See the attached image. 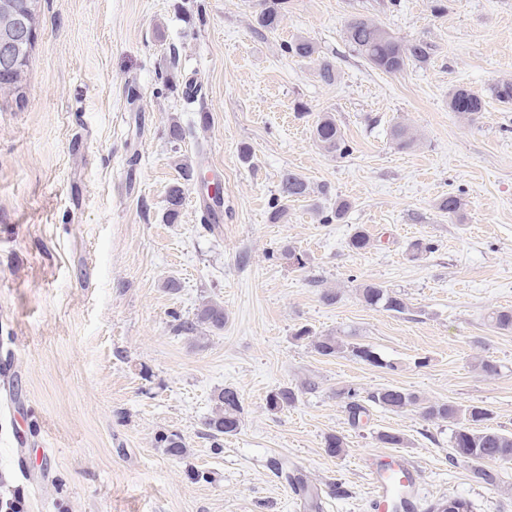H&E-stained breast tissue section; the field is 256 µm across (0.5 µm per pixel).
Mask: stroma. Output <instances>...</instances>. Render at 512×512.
Returning <instances> with one entry per match:
<instances>
[{
	"mask_svg": "<svg viewBox=\"0 0 512 512\" xmlns=\"http://www.w3.org/2000/svg\"><path fill=\"white\" fill-rule=\"evenodd\" d=\"M256 10L40 0L24 99L0 95V500L22 492L26 512H371L363 462L388 455L376 435L393 430L422 505L463 497L474 512H512V463L498 487L479 484L472 463L452 460L447 423L373 406L357 429L340 395L400 387L489 408L491 427L512 434V332L488 322L512 309V103L491 91L512 80V0H284L273 32L255 28ZM356 16L427 41L429 61L373 68L344 35ZM296 37L335 60L333 84L285 53ZM457 85L484 97L477 123L449 111ZM325 113L349 154L316 145ZM397 125L413 148H397ZM180 157L222 184L211 227ZM287 170L328 193L273 224ZM176 184L184 205L170 223ZM449 194L465 203L453 218L436 207ZM340 198L345 218L322 223ZM359 228L372 242L362 253L347 246ZM419 240L432 251L415 253ZM289 246L305 267L283 257ZM367 282L408 312L366 305ZM208 300L223 303V330L177 334L176 319ZM303 326L371 346L384 364L319 356L296 339ZM484 358L498 374L479 369ZM227 386L243 415L216 446L205 422ZM283 387L297 402L270 412ZM162 433L185 453L169 454ZM330 434L345 439L340 456L325 451ZM292 468L318 507L280 477Z\"/></svg>",
	"mask_w": 512,
	"mask_h": 512,
	"instance_id": "stroma-1",
	"label": "stroma"
}]
</instances>
